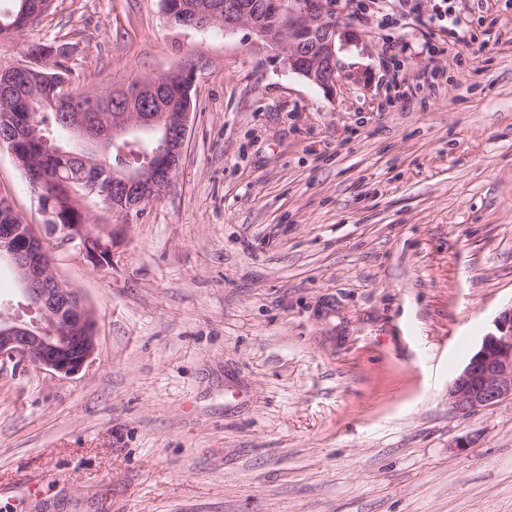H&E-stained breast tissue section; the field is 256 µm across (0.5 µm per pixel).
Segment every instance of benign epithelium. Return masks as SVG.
Segmentation results:
<instances>
[{"label":"benign epithelium","mask_w":512,"mask_h":512,"mask_svg":"<svg viewBox=\"0 0 512 512\" xmlns=\"http://www.w3.org/2000/svg\"><path fill=\"white\" fill-rule=\"evenodd\" d=\"M270 11L288 13V26H263V19L251 12L245 0H224V11L207 14V20L224 25L226 31L249 29L253 42L276 52L289 71L326 94L334 92L342 78L337 50L357 39L356 32L336 18L334 0H272ZM33 69L32 65H21L4 70L10 81L0 85V95L8 97L12 83L28 79ZM193 88L194 80L188 73L174 70L141 80L132 99L107 91L85 93L79 100L65 83L56 87L50 98L58 112H86L88 101L96 96L105 100L113 95L124 100V110L111 116L98 136L90 134L81 121H69L71 139L92 152L116 146L143 128L162 131L150 166L140 170L114 168L109 175L112 192L123 194L132 210L159 199L170 185L186 143ZM31 139H39L38 129L7 104L0 105V146L7 147L19 162L18 143ZM5 228L12 234L0 235V258H8L14 265L25 305L36 317L26 320L17 313H0V363L27 362L60 378H70L93 358L97 329L91 311L57 277L53 251L70 247L94 263L101 249L92 246L87 224L52 225L54 248L38 235L34 224L28 237L15 224ZM506 400L512 401V307L499 313L494 330L481 337L467 364L448 386V404L461 414L491 409Z\"/></svg>","instance_id":"obj_1"}]
</instances>
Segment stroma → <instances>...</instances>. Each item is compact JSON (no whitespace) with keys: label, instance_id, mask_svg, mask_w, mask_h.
I'll return each mask as SVG.
<instances>
[{"label":"stroma","instance_id":"35a3bbf8","mask_svg":"<svg viewBox=\"0 0 512 512\" xmlns=\"http://www.w3.org/2000/svg\"><path fill=\"white\" fill-rule=\"evenodd\" d=\"M432 7L336 0L331 94L160 0H52L0 41V70L63 45L80 89L196 90L163 197L85 201L114 264L55 252L91 363L0 365V512H512V401L448 403L512 306V0ZM0 198L44 224L5 148Z\"/></svg>","mask_w":512,"mask_h":512}]
</instances>
